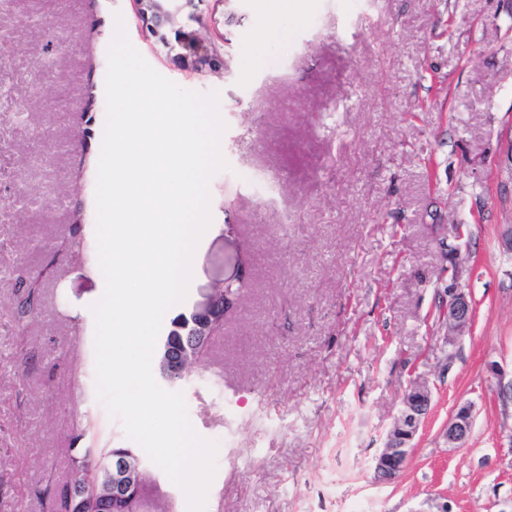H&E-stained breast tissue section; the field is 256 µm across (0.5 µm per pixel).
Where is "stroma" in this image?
Returning a JSON list of instances; mask_svg holds the SVG:
<instances>
[{
    "label": "stroma",
    "instance_id": "obj_1",
    "mask_svg": "<svg viewBox=\"0 0 512 512\" xmlns=\"http://www.w3.org/2000/svg\"><path fill=\"white\" fill-rule=\"evenodd\" d=\"M301 19L232 0L193 24L222 69L193 74L155 43L135 0H35L0 52V512H45L66 480L71 426L91 445L131 447L97 399L94 318L103 293L95 184L114 17L179 86L218 92L230 164L211 181L212 224L173 319L216 281L248 293L179 385L217 441L206 512H503L512 501V0H302ZM55 45L57 78L34 64ZM82 258L59 256L70 214ZM234 232H226V225ZM465 225L456 238V225ZM473 305L444 336L448 269ZM47 269L38 315L18 331L17 266ZM29 357L25 375L13 367ZM418 379L432 405L402 476L371 464ZM471 404L472 433L443 430ZM144 512H187L157 466Z\"/></svg>",
    "mask_w": 512,
    "mask_h": 512
}]
</instances>
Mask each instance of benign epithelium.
<instances>
[{
	"instance_id": "obj_1",
	"label": "benign epithelium",
	"mask_w": 512,
	"mask_h": 512,
	"mask_svg": "<svg viewBox=\"0 0 512 512\" xmlns=\"http://www.w3.org/2000/svg\"><path fill=\"white\" fill-rule=\"evenodd\" d=\"M137 3L139 18L166 45L167 31L179 25L184 14L190 19L194 18L202 0H137ZM179 47L177 58L197 68L215 70L224 66L211 46L193 32H181ZM228 288L230 285L218 282L210 289L207 303L191 310L189 316L195 320L194 329L178 347H173L166 339L160 342L157 352L159 370L166 383L173 386L185 378L187 369L201 358L206 338L215 335L214 326L224 322V315L236 305L227 296ZM443 315L448 320L445 342L452 346L469 331L472 324V303L464 289H448ZM431 403L432 391L427 381L419 380L410 386L404 396L403 409L387 435L385 446L374 458V481L391 483L404 472L412 453L410 443L420 423L429 414ZM473 420L471 405L458 407L444 429L446 441L455 447L464 445L470 436ZM96 470L99 477L96 496L103 497L110 493L114 498L129 491L146 472L141 458H135L131 453L117 454L112 461L99 463Z\"/></svg>"
}]
</instances>
